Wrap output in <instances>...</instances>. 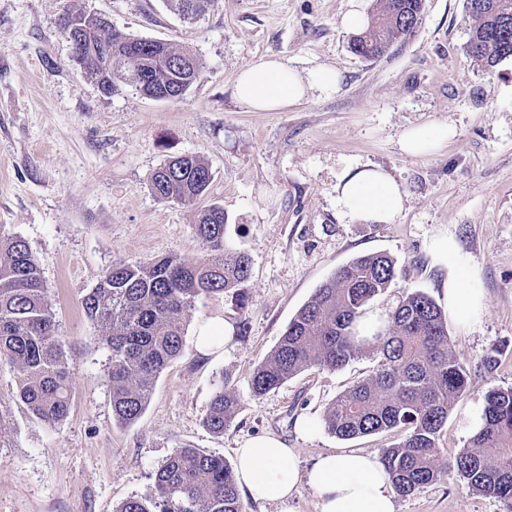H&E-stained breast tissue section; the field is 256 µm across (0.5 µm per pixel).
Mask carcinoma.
<instances>
[{
	"mask_svg": "<svg viewBox=\"0 0 512 512\" xmlns=\"http://www.w3.org/2000/svg\"><path fill=\"white\" fill-rule=\"evenodd\" d=\"M367 27L352 37L351 51L366 60L383 56L397 40L411 36L423 0H378ZM472 20L466 52L491 72L512 57V0H465ZM61 24L76 44L73 59L101 92L130 84L142 95L179 98L203 73V63L169 43L132 38L129 45L98 15L66 12ZM212 173L195 155L169 158L151 176L159 201L193 207L206 194ZM224 207L195 213L194 231L204 255L194 261L169 254L148 263L107 270L82 306L100 329L112 354V413L138 419L162 371L185 348V327L195 303L239 291L251 258L227 239ZM399 277L392 256L369 253L339 267L315 289L288 323L274 350L251 380L255 398L281 386L308 367L334 371L371 355L377 370L339 394L325 410V430L353 439L400 428L402 440L379 458L395 491L408 496L452 472L467 485L497 498L512 512V387L490 389L480 428L447 468L437 464V441L448 415L468 386L464 363L448 339L442 308L421 290L406 291L371 338L360 337L367 306ZM0 360L19 374L17 398L47 426L70 410V358L55 332L47 288L36 258L20 237L0 236ZM239 401L221 387L204 424L224 433ZM118 512H244L236 479L224 458L195 448H178L155 474L152 500L129 499Z\"/></svg>",
	"mask_w": 512,
	"mask_h": 512,
	"instance_id": "carcinoma-1",
	"label": "carcinoma"
}]
</instances>
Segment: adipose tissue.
<instances>
[{
  "label": "adipose tissue",
  "instance_id": "obj_1",
  "mask_svg": "<svg viewBox=\"0 0 512 512\" xmlns=\"http://www.w3.org/2000/svg\"><path fill=\"white\" fill-rule=\"evenodd\" d=\"M336 69L320 66L299 74L279 58L253 61L237 76L235 97L253 112L288 109L304 100L309 91L335 92ZM447 127L415 126L404 131L400 148L410 156L441 151L452 138ZM401 184L385 169L365 166L349 172L339 184L336 205L341 216L360 224H388L404 206ZM434 265L447 270L445 292L450 317L470 328L484 309L477 275L457 259L451 235L434 236L428 245ZM236 481L258 502L287 505L299 484L309 486L320 512H395L394 489L388 474L373 454L343 449L322 455L305 472L299 471L294 449L272 436L245 441L237 450Z\"/></svg>",
  "mask_w": 512,
  "mask_h": 512
}]
</instances>
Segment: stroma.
Segmentation results:
<instances>
[{"instance_id":"1","label":"stroma","mask_w":512,"mask_h":512,"mask_svg":"<svg viewBox=\"0 0 512 512\" xmlns=\"http://www.w3.org/2000/svg\"><path fill=\"white\" fill-rule=\"evenodd\" d=\"M348 8L349 0H218L188 20L173 0H0V234L28 243L73 358L70 411L52 427L20 407L18 373L0 362V512H118L128 499L152 497L156 472L184 447L231 465L245 440L271 435L304 469L344 447L377 455L398 443L397 431L344 440L322 426L336 396L374 371L372 358L305 369L257 399L251 379L314 290L360 255L388 253L401 270L371 312L387 315L407 288L444 304L446 273L427 252L441 232L476 272L485 311L470 329L448 326L470 383L442 430L439 465L466 447L487 391L512 387V57L484 71L465 49L464 0H424L414 34L365 60L341 24ZM67 10L188 49L206 68L178 99L128 85L103 94L72 60L60 26ZM265 55L301 74L336 68L339 86L284 111H249L234 81ZM416 125L448 126L454 136L436 155L411 157L399 140ZM183 154L209 165L202 203L223 206L231 244L252 257L250 276L242 299L196 301L183 354L160 374L139 419L123 424L112 415L111 352L81 300L112 265L202 256L193 209L149 189L152 173ZM366 165L404 188L392 223L353 224L338 212V181ZM213 321L246 331L205 351L199 329ZM490 355L497 362L488 369ZM224 383L240 405L215 434L204 419ZM304 419L315 425L307 437L298 432ZM395 506L507 512L452 475L396 496Z\"/></svg>"}]
</instances>
